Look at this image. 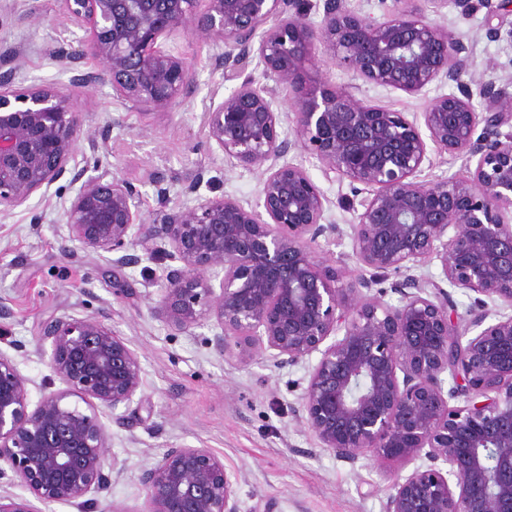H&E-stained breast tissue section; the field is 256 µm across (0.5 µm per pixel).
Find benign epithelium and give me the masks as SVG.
<instances>
[{
  "instance_id": "7a95c632",
  "label": "benign epithelium",
  "mask_w": 512,
  "mask_h": 512,
  "mask_svg": "<svg viewBox=\"0 0 512 512\" xmlns=\"http://www.w3.org/2000/svg\"><path fill=\"white\" fill-rule=\"evenodd\" d=\"M59 2L84 36L55 52L57 60L70 67L92 59L103 71L74 75L66 87L16 86L13 69L0 72V213L36 193L48 198L71 174L80 187L66 209L67 243L105 260L114 275L158 251L182 263L160 284L151 317L181 332L213 319L220 354L235 343L279 369L308 364L296 420L336 459L368 456L399 469L428 461L395 474L384 512H512V314L488 308H512V132H501L512 126V92L493 80L475 91L463 82L471 55L423 8L451 3L468 16L476 0H397L379 19L355 14L346 0H324L317 23L296 0ZM189 31L219 50L224 81L240 80L210 108L209 141L228 161L260 172V187L253 204L197 197L148 224L131 182L88 174L97 157L80 169L69 164L97 84L146 113L167 112L188 94L191 64L165 44ZM321 52L376 86L419 94L448 81L458 93L432 99L410 120L350 85H329L315 67ZM252 54L261 77L288 92L289 111L255 78L240 79ZM285 122L293 141L281 137ZM429 141L474 169L420 180ZM294 145L327 181H347L362 196L350 234L364 271L357 278L309 246L328 229V198L305 167L281 162ZM435 260L441 281L411 274ZM403 272L398 305L366 294ZM444 282L478 295L463 323ZM105 318L43 323L37 352L64 387L34 405L30 380L0 351V512H40L39 503L101 512L122 473L105 419L122 424L136 415L144 385L138 352ZM458 398L462 405H450ZM121 406L130 414L114 416ZM141 485L144 512H240L232 474L210 448L166 449ZM15 486L28 496L10 492Z\"/></svg>"
}]
</instances>
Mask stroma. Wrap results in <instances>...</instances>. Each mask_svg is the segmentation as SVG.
<instances>
[{
	"label": "stroma",
	"instance_id": "stroma-1",
	"mask_svg": "<svg viewBox=\"0 0 512 512\" xmlns=\"http://www.w3.org/2000/svg\"><path fill=\"white\" fill-rule=\"evenodd\" d=\"M439 19L468 48L475 74L498 82L512 75V14L501 10L500 0H484L465 18L445 7ZM491 25L499 29L497 38L486 34ZM81 35L58 0H0V53L16 48L22 55L16 85L67 84L70 74L53 52ZM166 47L191 63V91L170 111L146 115L113 98L111 85L93 90L75 165L84 164L88 137L105 136L101 167L137 187L148 222L172 207L182 181L198 172L204 175L199 198L226 195L255 202L259 172L224 161L207 138L210 106L232 89L215 67L212 46L189 32ZM455 91L447 82L409 95L363 82L358 95L412 117L431 99ZM287 160L303 165L329 200L325 218L332 229L312 243V250L360 274L349 238L361 211L358 197L348 183L326 181L307 152L291 150ZM75 193V186L67 185L50 200L35 195L0 214V303L13 312L0 319V351L14 355L35 402L61 386L47 358L36 352L40 325L49 317L106 311L108 324L137 350L146 404L133 428L113 426L109 448L124 466L108 498L117 512H143L142 471L171 447L209 448L223 458L237 478L241 512H384L391 484L385 469L370 457L353 464L336 460L297 422L306 365L278 369L235 347L221 354L211 344L213 323L180 333L152 318L148 307L157 297L156 283L177 266L164 254L125 269L136 293L124 297L113 288L104 261L78 248L61 253L65 208Z\"/></svg>",
	"mask_w": 512,
	"mask_h": 512
}]
</instances>
